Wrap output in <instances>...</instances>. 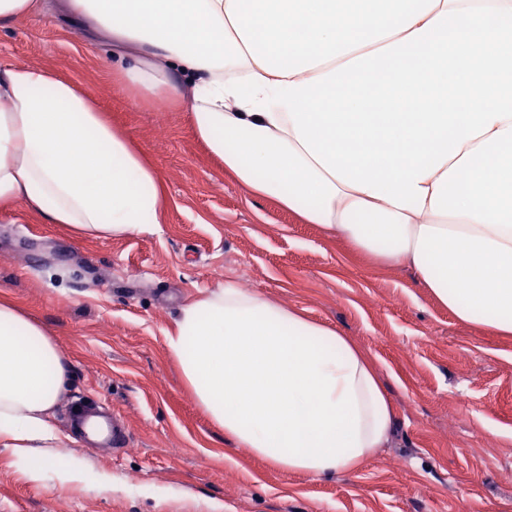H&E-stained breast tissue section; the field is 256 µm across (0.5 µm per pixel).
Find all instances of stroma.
Segmentation results:
<instances>
[{
	"mask_svg": "<svg viewBox=\"0 0 512 512\" xmlns=\"http://www.w3.org/2000/svg\"><path fill=\"white\" fill-rule=\"evenodd\" d=\"M47 2L0 29V67H46L93 96L156 167L166 202L161 224L109 238L74 237L20 202L0 216V293L68 358L52 423L57 454L84 474L48 469L35 481L0 447V512H512V336L459 322L410 271L250 195L189 113L132 101L87 25ZM227 281L305 310L378 359L397 421L358 471L280 470L226 444L198 408L164 334L198 290ZM81 399L119 411L129 447L69 435L61 416Z\"/></svg>",
	"mask_w": 512,
	"mask_h": 512,
	"instance_id": "obj_1",
	"label": "stroma"
}]
</instances>
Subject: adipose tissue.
<instances>
[{
	"label": "adipose tissue",
	"instance_id": "obj_1",
	"mask_svg": "<svg viewBox=\"0 0 512 512\" xmlns=\"http://www.w3.org/2000/svg\"><path fill=\"white\" fill-rule=\"evenodd\" d=\"M130 95L186 111L251 194L410 267L460 322L512 335V0H67ZM76 236L143 232L161 179L74 83L0 69V215ZM229 444L328 477L386 444L378 361L335 328L233 285L164 336ZM69 386L49 331L0 297V446L40 475Z\"/></svg>",
	"mask_w": 512,
	"mask_h": 512
}]
</instances>
